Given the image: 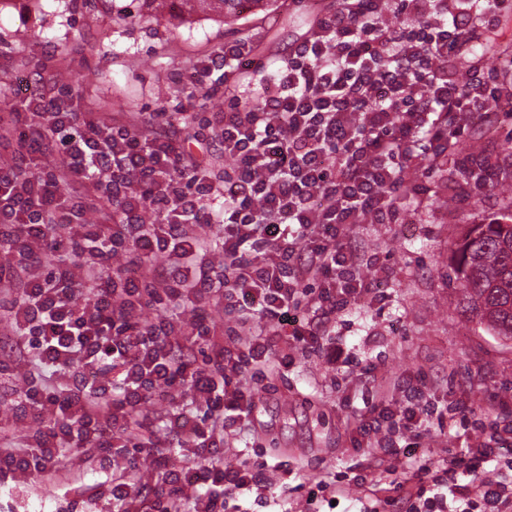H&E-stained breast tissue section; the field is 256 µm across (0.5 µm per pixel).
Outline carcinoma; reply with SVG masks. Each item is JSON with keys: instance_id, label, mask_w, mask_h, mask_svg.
<instances>
[{"instance_id": "carcinoma-1", "label": "carcinoma", "mask_w": 512, "mask_h": 512, "mask_svg": "<svg viewBox=\"0 0 512 512\" xmlns=\"http://www.w3.org/2000/svg\"><path fill=\"white\" fill-rule=\"evenodd\" d=\"M140 13L155 17L169 4L180 14L235 16L239 0H139ZM462 300L460 312L477 319L487 331L512 342V215L487 224H472L462 234L451 258Z\"/></svg>"}]
</instances>
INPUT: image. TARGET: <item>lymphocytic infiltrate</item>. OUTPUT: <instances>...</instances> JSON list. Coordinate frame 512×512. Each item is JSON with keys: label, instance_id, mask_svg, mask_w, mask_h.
Instances as JSON below:
<instances>
[{"label": "lymphocytic infiltrate", "instance_id": "obj_1", "mask_svg": "<svg viewBox=\"0 0 512 512\" xmlns=\"http://www.w3.org/2000/svg\"><path fill=\"white\" fill-rule=\"evenodd\" d=\"M512 0H341L263 88L253 104L232 95L219 138L228 163L215 172L175 138L131 131L73 109L66 95L29 99L0 119V297L18 346L54 378L23 377L11 425H0V484L31 474L59 478L63 455L92 448L112 469L113 512H224L228 497L266 488L262 469L243 464L174 467L146 412L148 396L191 392L201 421L169 423L191 454L250 414L251 365L284 367L273 337L329 363L343 351L316 330L289 329L290 313L330 318L367 290L340 242L355 224H398L420 194L421 141L434 167L457 162L471 116L512 112V56L465 73L449 71L470 32L490 30ZM40 158L42 171L30 173ZM106 200L105 221L86 215ZM223 225L215 241L202 220ZM221 249L216 276L200 253ZM122 263L112 274L103 265ZM218 298L238 324L263 325L245 349L222 342L237 326L186 318L177 301ZM165 310L156 322L144 309ZM425 390L409 387L403 409L360 419L367 447L397 454L419 445ZM34 432L15 447L12 426ZM512 446V427L492 426L468 464L410 460L418 481L415 512H457L477 494L481 512H512V490L481 475ZM147 453L156 483L126 455ZM476 483L463 481V473Z\"/></svg>", "mask_w": 512, "mask_h": 512}]
</instances>
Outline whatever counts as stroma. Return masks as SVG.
Returning <instances> with one entry per match:
<instances>
[{
    "label": "stroma",
    "instance_id": "1",
    "mask_svg": "<svg viewBox=\"0 0 512 512\" xmlns=\"http://www.w3.org/2000/svg\"><path fill=\"white\" fill-rule=\"evenodd\" d=\"M337 0H275L261 9L241 0L232 25L203 15L183 21L165 12L142 17L136 0H0V116L21 109L30 93L65 84L81 111L102 121L117 117L139 127L166 116L187 140L208 137L210 160L224 165L217 138L226 86L259 89ZM241 42L261 72L223 78L212 72L202 85L191 75L224 44ZM459 152L479 151L499 172L482 186L448 166L424 173L419 207L401 224H355L344 241L365 264L374 291L350 300L326 326L323 343L341 346L343 364L294 352L291 365L265 372L250 416L205 449L200 462L247 461L264 466L263 500L228 499L226 512H408L416 490L408 460L379 457L356 447V420L379 395L400 407L402 382L425 385L439 407L461 406L465 417L431 415L421 434L433 461L468 458L492 425H512V344L467 321L450 280V259L465 226L512 208L502 190L512 182V119L492 128L475 122ZM287 471H278L279 463ZM366 477L365 485L354 481ZM344 488L337 504H309L307 488L319 480ZM112 471L92 461L80 471L33 491L31 482L0 486V512H106Z\"/></svg>",
    "mask_w": 512,
    "mask_h": 512
}]
</instances>
